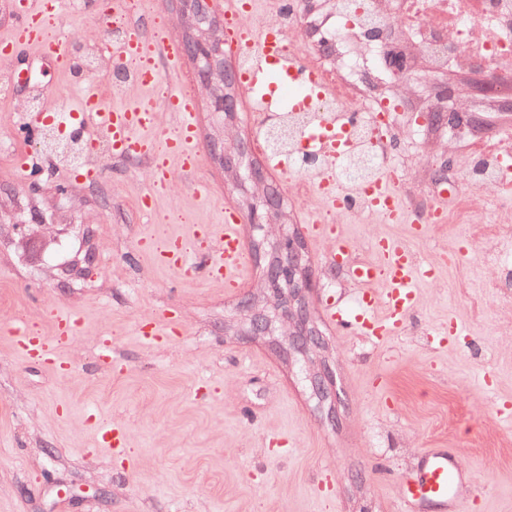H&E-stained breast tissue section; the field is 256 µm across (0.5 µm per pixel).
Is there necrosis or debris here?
<instances>
[{
  "instance_id": "4bbe7bcc",
  "label": "necrosis or debris",
  "mask_w": 512,
  "mask_h": 512,
  "mask_svg": "<svg viewBox=\"0 0 512 512\" xmlns=\"http://www.w3.org/2000/svg\"><path fill=\"white\" fill-rule=\"evenodd\" d=\"M276 26L292 35L287 58L312 74L322 96L301 109L279 104L252 118L258 143L269 155L288 159L299 194L318 196L316 179L335 167L345 198L341 208L323 207L322 224L377 219L364 190L372 177L389 173L407 212L427 213L434 196L419 198L404 178L408 159L396 155L397 109L416 93L417 79L451 69L484 72L490 83L512 91V0H374L364 11L352 0H335L316 45L307 37L301 0H277ZM316 126L346 127L350 150L332 157L310 150L304 137ZM464 181L448 186L446 220L455 224H512V184L503 178L512 161V129L471 145Z\"/></svg>"
}]
</instances>
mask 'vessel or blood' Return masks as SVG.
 Listing matches in <instances>:
<instances>
[{"label":"vessel or blood","mask_w":512,"mask_h":512,"mask_svg":"<svg viewBox=\"0 0 512 512\" xmlns=\"http://www.w3.org/2000/svg\"><path fill=\"white\" fill-rule=\"evenodd\" d=\"M55 6L56 0H23L17 24L9 35L0 38V58H7L14 46L21 43L55 57L58 62H67L68 54L62 44L45 40L43 36V23L53 14ZM237 42L250 59L249 65L238 72L249 102L263 104L275 97L287 104L293 100L292 90L300 85L310 96H320V87L307 72L285 65V43L277 30L266 27L256 33L242 31ZM150 52L161 55L173 72L185 62L182 44L165 36L157 37L154 45L150 46L135 33L113 49V57L117 60L145 57L139 81L140 88L144 90L153 87L158 76L154 62L146 58ZM166 104L179 117L178 127L168 140L167 158L176 159L182 171L194 172L201 161L197 150V99L195 95L176 91L167 98ZM77 112L105 130L112 140L115 154L132 156L146 151V140L137 135L138 129L149 122V114L144 108L113 103L99 89L92 87L81 98ZM308 140L312 146L333 154L343 152L349 146L344 134L331 136L320 128L311 131ZM367 193L379 212L390 214L400 208L390 179H376ZM242 222L243 217L236 209L225 208L222 225L200 224L196 227L197 233L214 241L213 250L193 257L185 252L181 243L170 241L160 250L159 259L167 267L187 275L193 274L196 265H204L211 275L223 280L225 287H235L243 276L244 253L239 234ZM310 229L315 239L330 240L326 261L345 260L351 250V242L337 232L335 225L314 223ZM375 251L376 261L349 269L352 279L362 287L359 313L332 306L328 308L327 316L342 333L361 332L383 340L398 335L417 303L420 284L433 278L434 271L419 265L414 261L410 248L393 239H380ZM14 334L17 347L25 356H39L47 362H55L51 339L35 335L24 327L16 328ZM419 458L417 477L401 485L403 512H428L433 506L440 512H461L459 488L464 472L460 458L436 448L422 450Z\"/></svg>","instance_id":"1"}]
</instances>
